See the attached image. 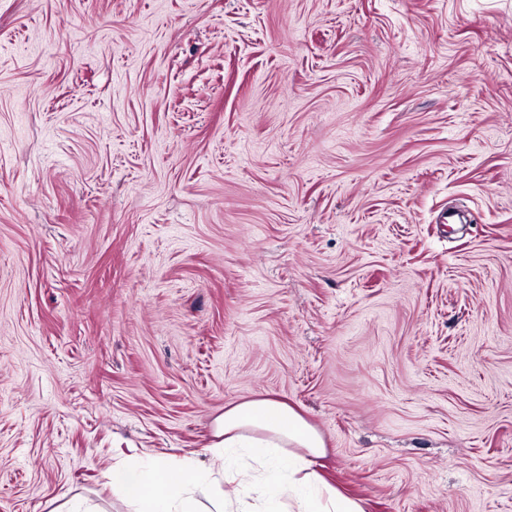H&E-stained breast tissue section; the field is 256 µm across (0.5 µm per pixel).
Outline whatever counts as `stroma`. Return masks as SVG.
Returning a JSON list of instances; mask_svg holds the SVG:
<instances>
[{
  "instance_id": "1",
  "label": "stroma",
  "mask_w": 512,
  "mask_h": 512,
  "mask_svg": "<svg viewBox=\"0 0 512 512\" xmlns=\"http://www.w3.org/2000/svg\"><path fill=\"white\" fill-rule=\"evenodd\" d=\"M260 395L364 512H512V0H0V512Z\"/></svg>"
}]
</instances>
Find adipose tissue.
I'll list each match as a JSON object with an SVG mask.
<instances>
[{
	"instance_id": "ef3b65f1",
	"label": "adipose tissue",
	"mask_w": 512,
	"mask_h": 512,
	"mask_svg": "<svg viewBox=\"0 0 512 512\" xmlns=\"http://www.w3.org/2000/svg\"><path fill=\"white\" fill-rule=\"evenodd\" d=\"M212 472L200 474L190 460L157 461L147 467L122 464L112 469V484L136 512H199L196 492L223 483L224 506L241 504L234 475L241 458L264 468L266 499L278 512L291 497L296 512H363L361 505L329 487L315 468L324 453L323 435L288 403L259 397L227 408L214 423Z\"/></svg>"
}]
</instances>
